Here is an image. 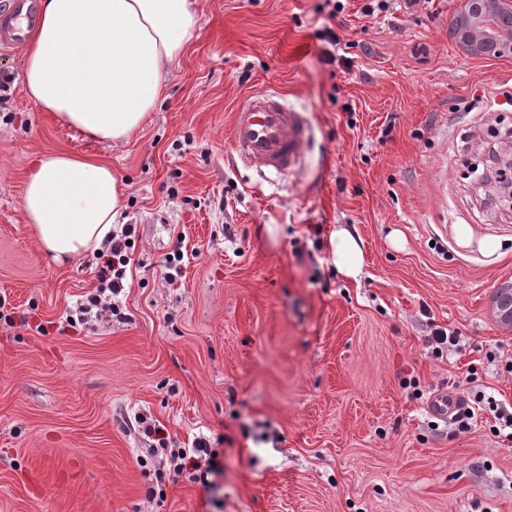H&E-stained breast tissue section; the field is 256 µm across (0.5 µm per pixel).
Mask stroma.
Here are the masks:
<instances>
[{
  "label": "stroma",
  "instance_id": "obj_1",
  "mask_svg": "<svg viewBox=\"0 0 512 512\" xmlns=\"http://www.w3.org/2000/svg\"><path fill=\"white\" fill-rule=\"evenodd\" d=\"M195 0L199 24L143 130L96 145L29 99L0 49V512H512V207L470 174L512 129V54L453 37L461 0ZM339 52L326 62L328 33ZM273 88L305 110L298 166L237 158L234 112ZM42 152L95 154L134 227L124 320L70 326L97 255L43 256L21 198ZM361 241L339 274L337 228ZM184 259L172 278L164 260ZM458 349L433 354L432 326ZM445 390L471 428L429 414ZM207 437L209 486L159 472Z\"/></svg>",
  "mask_w": 512,
  "mask_h": 512
}]
</instances>
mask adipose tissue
I'll return each instance as SVG.
<instances>
[{
  "instance_id": "obj_1",
  "label": "adipose tissue",
  "mask_w": 512,
  "mask_h": 512,
  "mask_svg": "<svg viewBox=\"0 0 512 512\" xmlns=\"http://www.w3.org/2000/svg\"><path fill=\"white\" fill-rule=\"evenodd\" d=\"M192 0H42L23 29L22 85L44 111L96 144L128 141L161 99L198 26ZM124 201L105 160L47 152L24 181L22 207L55 261L99 251Z\"/></svg>"
}]
</instances>
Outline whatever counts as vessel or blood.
Here are the masks:
<instances>
[{
    "label": "vessel or blood",
    "instance_id": "b4317fda",
    "mask_svg": "<svg viewBox=\"0 0 512 512\" xmlns=\"http://www.w3.org/2000/svg\"><path fill=\"white\" fill-rule=\"evenodd\" d=\"M307 132L303 111L287 107L276 93L257 91L234 115L232 143L256 171L281 175L297 166Z\"/></svg>",
    "mask_w": 512,
    "mask_h": 512
}]
</instances>
